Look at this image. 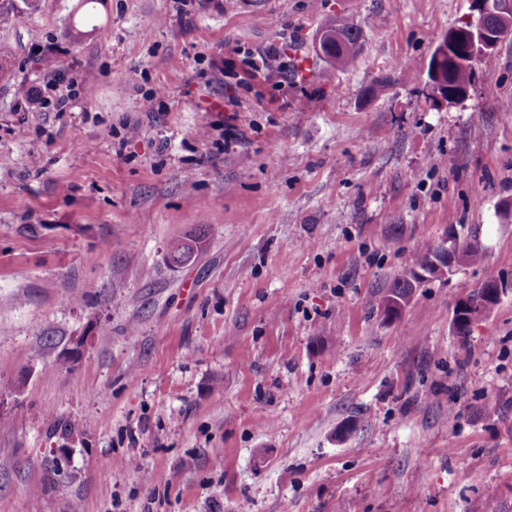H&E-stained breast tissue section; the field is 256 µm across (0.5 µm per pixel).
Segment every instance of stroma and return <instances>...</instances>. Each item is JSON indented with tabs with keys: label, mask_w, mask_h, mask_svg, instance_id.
<instances>
[{
	"label": "stroma",
	"mask_w": 512,
	"mask_h": 512,
	"mask_svg": "<svg viewBox=\"0 0 512 512\" xmlns=\"http://www.w3.org/2000/svg\"><path fill=\"white\" fill-rule=\"evenodd\" d=\"M0 5V512L512 507V36L447 103L470 0ZM473 231L483 263L384 313ZM326 42L334 48V54L323 57L327 62L343 67L348 65L357 55L359 49V33L332 19L324 26ZM449 245H445V241H442L440 244H430V243H423L415 256L414 263L411 268H419L424 269L425 266L431 263L432 260L436 259L439 254L446 251V247L448 248V255L447 259H445L446 265H443L441 263L436 262L434 266L433 274L435 276H442L445 277L448 275L449 271H453V268L457 264V258L455 253V241L450 240ZM410 268V269H411ZM409 269V270H410ZM492 281H497V279L494 278V276L490 277L488 280H486L482 284V286L480 288H477V289L473 290L461 302H464V303L472 305V306H474V305L475 306H483L485 302L489 301V298H488L487 293H486V288H489L488 289L489 297L492 300H496V298L499 297L500 294L503 292L504 288H506V285L503 286L501 283H497V284L487 285L486 288H485L486 283L487 282H492ZM461 302H459L458 304H460Z\"/></svg>",
	"instance_id": "1"
}]
</instances>
